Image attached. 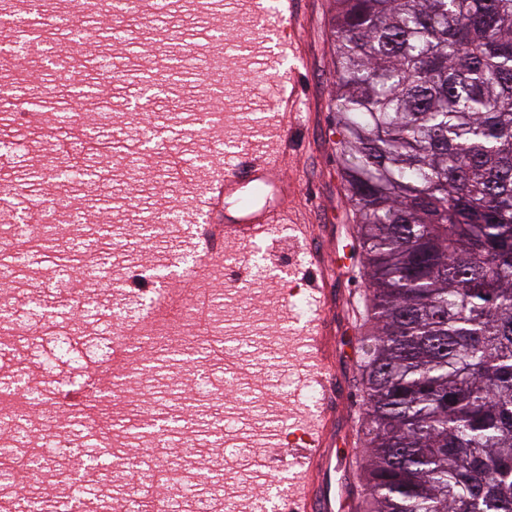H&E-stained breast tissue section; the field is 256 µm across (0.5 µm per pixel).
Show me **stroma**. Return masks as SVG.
Segmentation results:
<instances>
[{"mask_svg": "<svg viewBox=\"0 0 512 512\" xmlns=\"http://www.w3.org/2000/svg\"><path fill=\"white\" fill-rule=\"evenodd\" d=\"M168 13L146 17L125 14L87 21L94 37L76 44L73 28L58 30L40 56L25 58L35 86L41 88V115L26 119L14 112L0 124V140L27 133L31 151L0 156V186L22 188L12 208L16 223L30 224L39 215L52 187L40 163L80 160L82 180L67 184L72 202L84 214L80 233L88 245L76 261H68L70 241L60 236L50 251L31 257L19 287L7 290L18 340L0 344V390L24 385L39 376L42 401L52 404L60 429L75 453L52 461L53 469L88 485L81 512H96L99 497L110 503L136 494L150 500L163 483L139 481L141 471L158 469L174 455V442H200L207 456H182L180 477L198 485L201 497L221 494L244 471L240 451L252 449L259 469L249 485L256 495L281 501L295 477L292 467H274L273 449L286 447L293 425L313 405L300 329L314 311L306 266L288 267L284 256L296 245L289 224H305L322 243L319 264L331 275L336 299L329 309L337 325L335 369L347 384L348 400L339 429L351 449L345 455L348 498L344 512H359L365 487L362 466L367 443L366 400L360 390L361 338L370 313L358 216L348 203L337 162L336 41L332 24L336 0H296L289 28L294 54L283 59L265 34L235 46L236 28L250 27L272 0H171ZM225 50L222 80L203 75L197 62L202 51ZM89 60L82 70L68 61ZM112 65L109 87H102L92 60ZM166 79L150 109L134 102L151 72ZM286 80L298 94L299 121L288 141H281V119L272 101L276 84ZM107 112V125L93 130L91 140L62 147L58 138L67 125L51 122V114ZM285 149V179L278 196L288 224L252 243L230 238L219 244L210 268L182 278L193 265L201 225L189 224L188 213L201 202L208 181L229 154ZM133 160L135 172L123 162ZM257 251L259 267L231 264L233 255ZM100 254L106 289L95 304L82 308L69 291L79 264ZM196 294L207 291L229 336L243 339L240 355L212 358L198 334L180 347L159 346L153 339L156 316L148 308L160 278ZM137 317L146 328L137 347L126 354L122 372L133 373L123 403L113 404L111 390L88 393L85 365L57 356L56 336L68 335L75 354L99 356L100 367L114 332ZM38 337L30 346L29 337ZM95 406L112 420V438L82 445L94 427L81 413ZM126 453L125 470L113 467L115 454ZM14 497L26 504L39 495L54 512H69L64 487L36 477L27 467L16 472Z\"/></svg>", "mask_w": 512, "mask_h": 512, "instance_id": "stroma-1", "label": "stroma"}]
</instances>
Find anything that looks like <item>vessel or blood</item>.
Segmentation results:
<instances>
[{"mask_svg": "<svg viewBox=\"0 0 512 512\" xmlns=\"http://www.w3.org/2000/svg\"><path fill=\"white\" fill-rule=\"evenodd\" d=\"M274 104L284 117V130L293 129L297 114L295 91L281 86ZM283 159L278 155L253 154L226 158L224 168L206 188L207 233L201 261H208L219 236H232L250 242L268 235L274 224L283 219L281 211L241 206L236 217L225 219L226 202L240 197L245 188H266L281 181ZM317 309L303 331V346L311 371L314 390L322 396L319 413L311 416L299 442L283 449L277 462L288 463L296 469L290 494L291 512H336L346 498L345 485L338 476L336 460V420L345 389L337 377L331 357L336 339V324L325 309L332 293L326 284L312 290Z\"/></svg>", "mask_w": 512, "mask_h": 512, "instance_id": "b4317fda", "label": "vessel or blood"}]
</instances>
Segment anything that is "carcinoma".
<instances>
[{"instance_id":"obj_1","label":"carcinoma","mask_w":512,"mask_h":512,"mask_svg":"<svg viewBox=\"0 0 512 512\" xmlns=\"http://www.w3.org/2000/svg\"><path fill=\"white\" fill-rule=\"evenodd\" d=\"M374 325L363 512H512V0H336Z\"/></svg>"}]
</instances>
